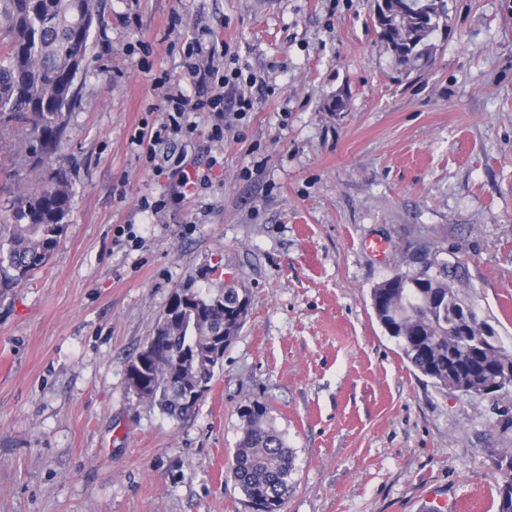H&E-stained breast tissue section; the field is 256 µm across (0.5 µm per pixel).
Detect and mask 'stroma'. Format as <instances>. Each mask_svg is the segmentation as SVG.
Wrapping results in <instances>:
<instances>
[{"label": "stroma", "mask_w": 512, "mask_h": 512, "mask_svg": "<svg viewBox=\"0 0 512 512\" xmlns=\"http://www.w3.org/2000/svg\"><path fill=\"white\" fill-rule=\"evenodd\" d=\"M445 4L432 65L408 71L375 0H100L62 148L65 232L46 267L0 288V512H253L227 472L249 399L294 452L285 512H497L488 451L512 448V389L438 387L371 300L414 250L437 251L512 351V0ZM198 27L267 88L252 112L228 105L223 141L195 114L187 160L210 144L217 178L150 217L142 199L173 180L129 139L162 120L155 78L194 94L179 46ZM216 266L248 317L173 420L129 389L127 366L172 293L210 287Z\"/></svg>", "instance_id": "obj_1"}]
</instances>
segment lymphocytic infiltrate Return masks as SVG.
Wrapping results in <instances>:
<instances>
[{
    "label": "lymphocytic infiltrate",
    "mask_w": 512,
    "mask_h": 512,
    "mask_svg": "<svg viewBox=\"0 0 512 512\" xmlns=\"http://www.w3.org/2000/svg\"><path fill=\"white\" fill-rule=\"evenodd\" d=\"M229 52L228 46L215 35L194 38L187 43L184 51V66L196 87L194 95L171 93L165 79L154 83L157 92L155 103L148 109L159 112L163 120L156 129L138 131L130 138L131 145L145 154L156 171H169L175 179V187L168 196L149 201L142 200L141 209L151 214H159L171 205H181L191 201L201 192L210 189L214 174L212 168L188 169L183 157H172L165 146L175 137L193 133L194 128L188 119L194 112L212 113L215 124L211 139L224 137V94L223 87L230 84L228 75L222 74L220 66Z\"/></svg>",
    "instance_id": "f902f5d3"
}]
</instances>
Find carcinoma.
Returning <instances> with one entry per match:
<instances>
[{"label":"carcinoma","instance_id":"obj_1","mask_svg":"<svg viewBox=\"0 0 512 512\" xmlns=\"http://www.w3.org/2000/svg\"><path fill=\"white\" fill-rule=\"evenodd\" d=\"M397 0H381L379 36L408 70L432 63L430 37L445 18L444 0H408L409 12L396 11ZM101 24L97 0H0V137L15 138L20 147L6 175L20 180L21 172L56 161V167L38 185L15 193L7 200L0 220V239L8 245L0 251V283L19 285L43 268L58 247L70 211L72 180L61 159L70 114L80 89L72 74L87 67L89 40ZM420 272H402L373 290L389 336L410 364L437 386L475 381L483 386H512L496 364V352L474 343L476 334L461 336L452 324L466 307L453 282L458 268L442 263L433 279L420 285ZM196 299L193 310L174 311L169 327L170 361L149 366L144 376L150 385L148 401L173 419L186 414L182 399L190 393L202 398L210 390L214 370L202 374L194 385L173 375L181 356L209 342L211 331L222 327L231 343L244 323L233 316L243 295L226 286L189 288ZM241 435L229 473L253 512H282L294 485V455L281 432L272 425L267 407L250 400L240 408ZM502 484L498 486L497 512H512V448L494 449Z\"/></svg>","mask_w":512,"mask_h":512}]
</instances>
